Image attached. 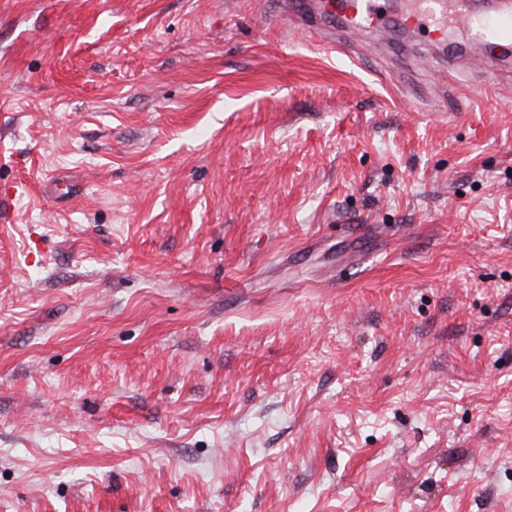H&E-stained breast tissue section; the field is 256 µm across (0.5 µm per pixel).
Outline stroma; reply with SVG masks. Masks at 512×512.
<instances>
[{
    "label": "stroma",
    "instance_id": "stroma-1",
    "mask_svg": "<svg viewBox=\"0 0 512 512\" xmlns=\"http://www.w3.org/2000/svg\"><path fill=\"white\" fill-rule=\"evenodd\" d=\"M277 0H0V512H512V71Z\"/></svg>",
    "mask_w": 512,
    "mask_h": 512
}]
</instances>
